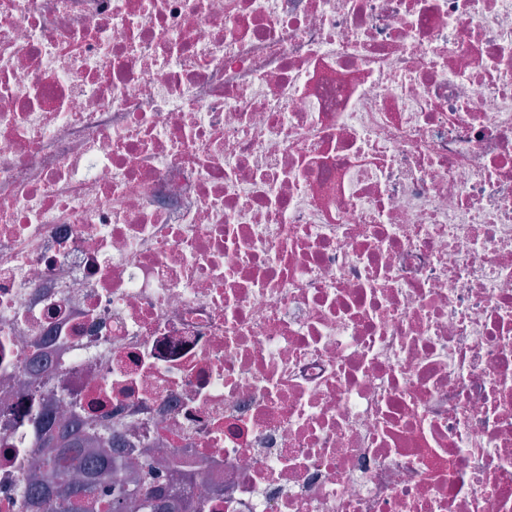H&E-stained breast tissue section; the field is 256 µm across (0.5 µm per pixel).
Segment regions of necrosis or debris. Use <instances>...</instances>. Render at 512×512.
<instances>
[{
	"label": "necrosis or debris",
	"instance_id": "4bbe7bcc",
	"mask_svg": "<svg viewBox=\"0 0 512 512\" xmlns=\"http://www.w3.org/2000/svg\"><path fill=\"white\" fill-rule=\"evenodd\" d=\"M71 405L204 512H512V0H0V512Z\"/></svg>",
	"mask_w": 512,
	"mask_h": 512
}]
</instances>
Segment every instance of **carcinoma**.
<instances>
[{
	"label": "carcinoma",
	"mask_w": 512,
	"mask_h": 512,
	"mask_svg": "<svg viewBox=\"0 0 512 512\" xmlns=\"http://www.w3.org/2000/svg\"><path fill=\"white\" fill-rule=\"evenodd\" d=\"M31 421L40 455L15 485L21 512H166L157 496L163 476L152 463L133 484L121 478L127 459L112 431L91 430L75 416L59 426L36 412Z\"/></svg>",
	"instance_id": "obj_1"
}]
</instances>
